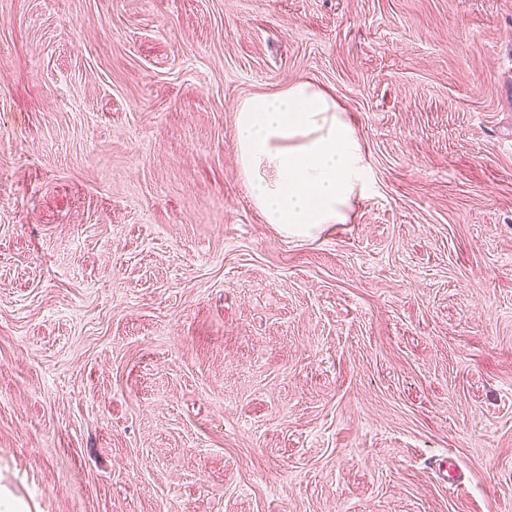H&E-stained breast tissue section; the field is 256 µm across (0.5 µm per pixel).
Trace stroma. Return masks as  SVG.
Listing matches in <instances>:
<instances>
[{
	"label": "stroma",
	"instance_id": "1",
	"mask_svg": "<svg viewBox=\"0 0 512 512\" xmlns=\"http://www.w3.org/2000/svg\"><path fill=\"white\" fill-rule=\"evenodd\" d=\"M302 79L368 164L310 237L234 125ZM0 486L512 512V0H0Z\"/></svg>",
	"mask_w": 512,
	"mask_h": 512
}]
</instances>
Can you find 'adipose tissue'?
<instances>
[{
	"instance_id": "1",
	"label": "adipose tissue",
	"mask_w": 512,
	"mask_h": 512,
	"mask_svg": "<svg viewBox=\"0 0 512 512\" xmlns=\"http://www.w3.org/2000/svg\"><path fill=\"white\" fill-rule=\"evenodd\" d=\"M240 170L265 223L311 235L349 219L367 164L344 109L309 80L255 94L235 110Z\"/></svg>"
}]
</instances>
